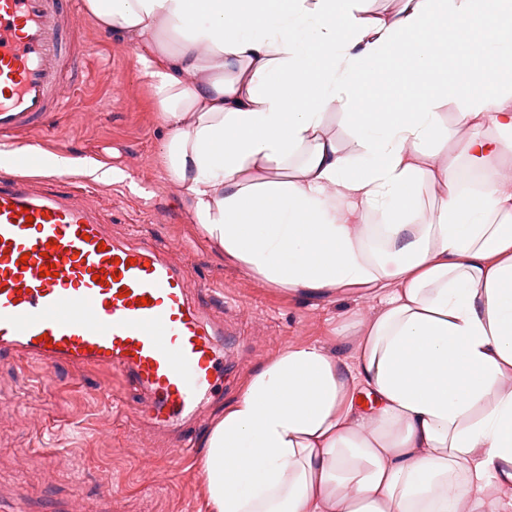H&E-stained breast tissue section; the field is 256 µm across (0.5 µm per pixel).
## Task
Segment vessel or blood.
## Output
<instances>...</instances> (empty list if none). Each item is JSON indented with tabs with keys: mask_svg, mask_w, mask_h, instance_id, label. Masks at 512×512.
<instances>
[{
	"mask_svg": "<svg viewBox=\"0 0 512 512\" xmlns=\"http://www.w3.org/2000/svg\"><path fill=\"white\" fill-rule=\"evenodd\" d=\"M69 0H0V140L47 126L76 69ZM100 209L0 178V357L104 367L143 390L140 417L182 430L215 368L220 323L189 300L190 282L155 242L121 243ZM54 264L55 276H40Z\"/></svg>",
	"mask_w": 512,
	"mask_h": 512,
	"instance_id": "1",
	"label": "vessel or blood"
}]
</instances>
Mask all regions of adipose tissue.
I'll use <instances>...</instances> for the list:
<instances>
[{
	"mask_svg": "<svg viewBox=\"0 0 512 512\" xmlns=\"http://www.w3.org/2000/svg\"><path fill=\"white\" fill-rule=\"evenodd\" d=\"M367 2L84 0L142 46L206 241L273 287L379 303L350 358L280 351L225 407L209 512H512V0Z\"/></svg>",
	"mask_w": 512,
	"mask_h": 512,
	"instance_id": "ef3b65f1",
	"label": "adipose tissue"
}]
</instances>
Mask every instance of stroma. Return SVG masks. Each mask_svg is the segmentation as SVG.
<instances>
[{
	"label": "stroma",
	"instance_id": "stroma-1",
	"mask_svg": "<svg viewBox=\"0 0 512 512\" xmlns=\"http://www.w3.org/2000/svg\"><path fill=\"white\" fill-rule=\"evenodd\" d=\"M83 51L78 82L44 132L27 135L41 152L74 159L67 175L100 208L119 241L161 242L192 283L197 303L224 322L217 371L199 391L194 441L277 352L317 344L347 357L351 337L378 302L352 289L309 297L269 286L206 242L160 165L167 130L140 76L139 47L108 38L74 0ZM124 171L98 182L92 167ZM140 396L112 371L0 360V494L19 495L44 512H207L200 455L181 461L170 437L139 420Z\"/></svg>",
	"mask_w": 512,
	"mask_h": 512
}]
</instances>
